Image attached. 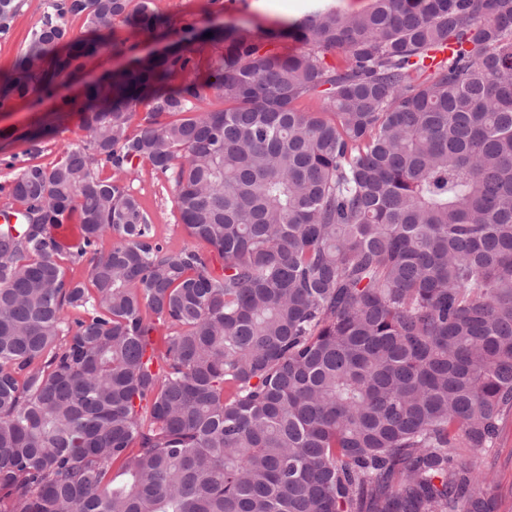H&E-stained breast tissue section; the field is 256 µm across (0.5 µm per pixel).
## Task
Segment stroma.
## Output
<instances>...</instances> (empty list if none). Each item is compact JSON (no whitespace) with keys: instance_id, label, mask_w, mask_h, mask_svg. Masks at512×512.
<instances>
[{"instance_id":"obj_1","label":"stroma","mask_w":512,"mask_h":512,"mask_svg":"<svg viewBox=\"0 0 512 512\" xmlns=\"http://www.w3.org/2000/svg\"><path fill=\"white\" fill-rule=\"evenodd\" d=\"M310 0H268L269 11H261L256 0H154L156 11L166 19L164 28L145 32L125 22H116L114 47L102 49L87 59L82 70L59 77L51 93L36 92L14 100L8 110H0V184L5 183L9 165L27 161V133L47 124L56 125L57 134L43 144L39 163L58 160L70 145L84 139L81 119L73 112L60 111L62 100L80 94L94 78L127 66L134 59L156 49L175 47L188 52L207 74L215 55L214 48L201 40H187L186 27L196 30L228 24L241 25L253 34L264 35L281 29L300 13ZM49 0H23V6L9 35L0 36V70H9L25 49L27 38L39 26ZM127 184L139 196L148 212L156 240L164 247L180 249L195 241L179 221L173 181L155 173L148 165L133 168ZM471 464L486 473L488 493L497 503V512H512V419L508 420L497 448L477 451L469 456Z\"/></svg>"}]
</instances>
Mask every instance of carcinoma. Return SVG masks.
Here are the masks:
<instances>
[{
	"label": "carcinoma",
	"instance_id": "obj_1",
	"mask_svg": "<svg viewBox=\"0 0 512 512\" xmlns=\"http://www.w3.org/2000/svg\"><path fill=\"white\" fill-rule=\"evenodd\" d=\"M152 2L51 0L0 108L119 19L164 27ZM209 32L208 77L184 53L114 71L65 102L86 139L46 166L43 128L7 164L0 512H495L464 451L512 416V0ZM142 163L222 274L155 240Z\"/></svg>",
	"mask_w": 512,
	"mask_h": 512
}]
</instances>
